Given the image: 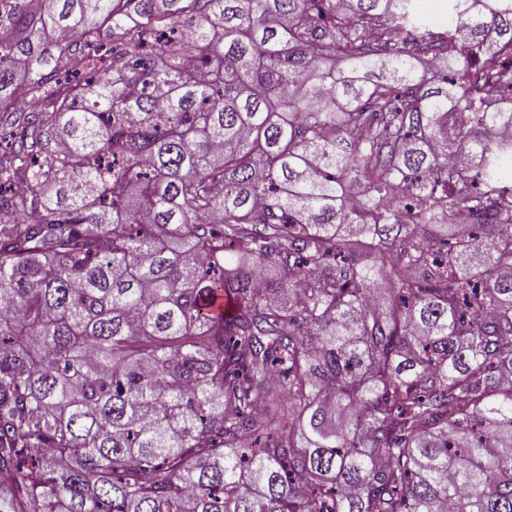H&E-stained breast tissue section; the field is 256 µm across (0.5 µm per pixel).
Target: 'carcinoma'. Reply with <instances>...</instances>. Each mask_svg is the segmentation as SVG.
<instances>
[{"label": "carcinoma", "instance_id": "carcinoma-1", "mask_svg": "<svg viewBox=\"0 0 512 512\" xmlns=\"http://www.w3.org/2000/svg\"><path fill=\"white\" fill-rule=\"evenodd\" d=\"M8 2L0 512H512V0ZM417 16L434 24L435 17H448V0H414Z\"/></svg>", "mask_w": 512, "mask_h": 512}]
</instances>
